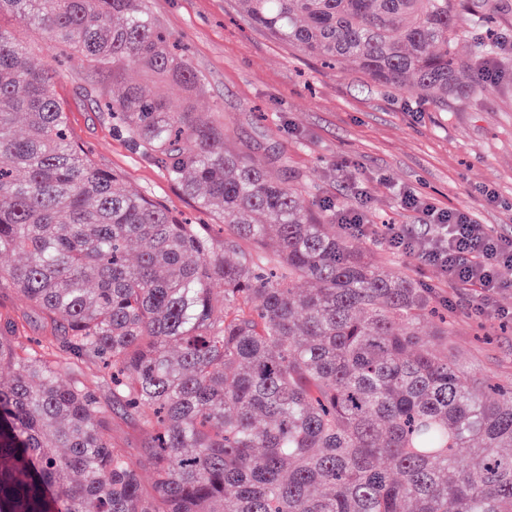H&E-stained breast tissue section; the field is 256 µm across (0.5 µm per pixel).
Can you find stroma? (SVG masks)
<instances>
[{"label":"stroma","mask_w":512,"mask_h":512,"mask_svg":"<svg viewBox=\"0 0 512 512\" xmlns=\"http://www.w3.org/2000/svg\"><path fill=\"white\" fill-rule=\"evenodd\" d=\"M157 21L181 45L208 93L201 110L227 135L224 149L261 161L302 192L307 203L355 204L367 191V223L419 224L421 211L402 206L411 190L439 209H465L495 234L512 238V17L497 26L507 43L491 61L494 80L481 94L452 98L437 111L405 91L374 84L350 63L327 65L280 43L246 19L239 0H149ZM31 57L59 76L56 87L74 141L103 168L121 171L127 185L172 212L200 216L196 203L142 150L115 133L91 87L112 80L72 66L66 50L35 40ZM379 265L430 285L448 302V342L468 370L512 381V288L495 295L483 315L456 303L453 288L414 254L391 250L382 237L350 236ZM21 335H48L49 320L14 289L0 288V320Z\"/></svg>","instance_id":"obj_1"}]
</instances>
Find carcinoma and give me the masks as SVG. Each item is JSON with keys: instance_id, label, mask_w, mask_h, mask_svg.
I'll list each match as a JSON object with an SVG mask.
<instances>
[{"instance_id": "cac0c4a2", "label": "carcinoma", "mask_w": 512, "mask_h": 512, "mask_svg": "<svg viewBox=\"0 0 512 512\" xmlns=\"http://www.w3.org/2000/svg\"><path fill=\"white\" fill-rule=\"evenodd\" d=\"M242 4L288 47L443 110L477 91L454 53L455 0ZM6 17L112 73L117 95L90 94L221 218L223 246L71 142L56 73ZM134 68L146 81L126 79ZM205 94L148 0H0V254H22L0 285L61 319L34 346L0 324L15 365L0 383V512H512V384L433 347L448 322L429 289L353 249L332 204L317 216L225 151L195 108ZM116 413L150 437L149 490L112 441Z\"/></svg>"}]
</instances>
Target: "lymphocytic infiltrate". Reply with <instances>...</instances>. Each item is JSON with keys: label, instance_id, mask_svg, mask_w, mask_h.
Wrapping results in <instances>:
<instances>
[{"label": "lymphocytic infiltrate", "instance_id": "f902f5d3", "mask_svg": "<svg viewBox=\"0 0 512 512\" xmlns=\"http://www.w3.org/2000/svg\"><path fill=\"white\" fill-rule=\"evenodd\" d=\"M403 201L422 210L432 233L424 239L412 225L392 224L386 232L388 246L399 253H418L424 264L457 288L460 299L472 302L475 312L489 309L497 290L512 281V240L492 235L466 210L443 211L410 192Z\"/></svg>", "mask_w": 512, "mask_h": 512}]
</instances>
